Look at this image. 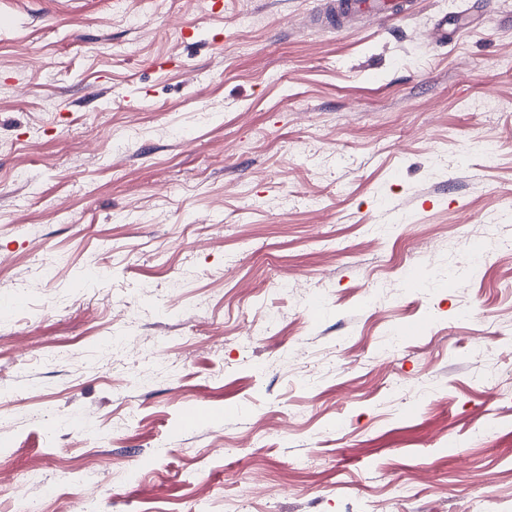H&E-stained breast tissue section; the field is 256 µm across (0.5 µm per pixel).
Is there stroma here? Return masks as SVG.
<instances>
[{
    "label": "stroma",
    "instance_id": "35a3bbf8",
    "mask_svg": "<svg viewBox=\"0 0 512 512\" xmlns=\"http://www.w3.org/2000/svg\"><path fill=\"white\" fill-rule=\"evenodd\" d=\"M209 2L0 0V512H512V0ZM394 0H325L326 20L336 25V18L343 20L356 13H365L377 19L390 18L395 9Z\"/></svg>",
    "mask_w": 512,
    "mask_h": 512
}]
</instances>
